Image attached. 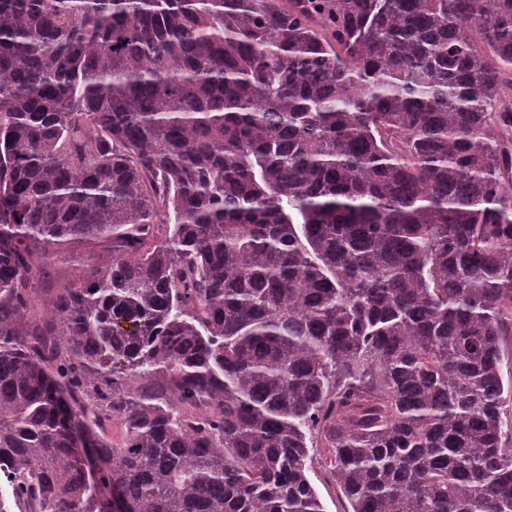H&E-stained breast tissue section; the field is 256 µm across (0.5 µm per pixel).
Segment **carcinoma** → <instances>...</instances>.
Returning a JSON list of instances; mask_svg holds the SVG:
<instances>
[{
	"label": "carcinoma",
	"instance_id": "obj_1",
	"mask_svg": "<svg viewBox=\"0 0 512 512\" xmlns=\"http://www.w3.org/2000/svg\"><path fill=\"white\" fill-rule=\"evenodd\" d=\"M289 3L0 0V512H512V0ZM104 253L94 241L76 240L52 250L49 257L37 253L35 263L45 266L49 272L47 282L42 288H35L32 294L31 308L19 320V329L23 330L30 321L40 316L49 307L58 288L76 282L84 272L83 263L95 255ZM501 348L504 354L502 362V372L505 387L509 386L507 393V407L504 415V431L506 440L512 445V405L510 407V386L512 384V336H505L501 342ZM310 477L321 498L325 512H345L348 504L336 483L320 469L312 471Z\"/></svg>",
	"mask_w": 512,
	"mask_h": 512
}]
</instances>
